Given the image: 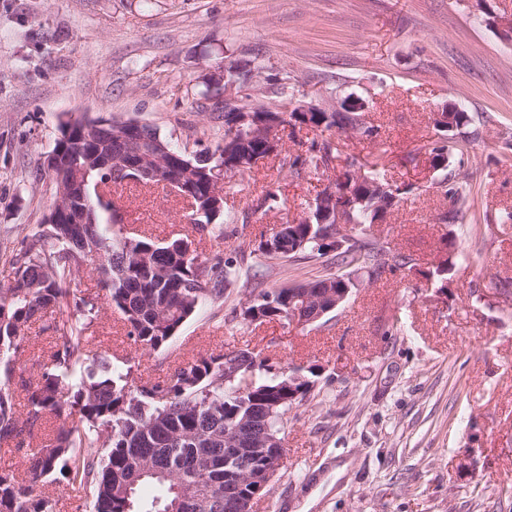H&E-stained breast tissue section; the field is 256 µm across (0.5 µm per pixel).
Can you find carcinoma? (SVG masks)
I'll return each instance as SVG.
<instances>
[{"label":"carcinoma","mask_w":512,"mask_h":512,"mask_svg":"<svg viewBox=\"0 0 512 512\" xmlns=\"http://www.w3.org/2000/svg\"><path fill=\"white\" fill-rule=\"evenodd\" d=\"M360 112H320L311 118L313 130H336L359 141H375L379 127L360 119ZM224 137L232 138L229 160L243 168L224 174L231 180L251 172L255 156L271 152L283 156L281 166L295 173L329 168L338 158L340 142L330 138L314 140L307 149L282 155L283 147L272 149L256 122L237 124L238 114L222 112ZM462 129L460 137L443 134L429 148V164L440 176L438 187L453 208L440 215L444 224H453L467 199V175L450 173L455 157L470 144L465 128L471 118L465 111L455 114ZM147 138L124 124L77 121L61 125V137L52 152L62 166L49 176L51 199L64 196L87 214L79 237L71 224L36 225L20 242L12 256L14 285L0 288V442L15 439L23 432L33 434L48 415L61 420L56 434L26 454L28 484L12 470L0 471V512H51L47 498L35 486L55 471L76 490L92 498L93 512H239L237 497L224 496V449L230 447L236 429H248L256 439H278L283 417L292 407L288 402V376L272 374L252 379L251 385L224 383V356L200 358L178 368L163 382L150 383L135 375L132 367L110 365L89 348L90 329L98 316V298L78 297L67 288L86 263L106 291L107 304L119 312L127 337L147 352L165 348L182 325L204 302L224 300L227 289H246L247 310L235 311L243 323L288 321L290 292L319 298L338 285H352V275L370 281L386 272L413 269L416 258L384 245L369 230L385 219L399 196L413 191L410 185L371 190L369 185H390L386 170L378 164L354 162L336 173L337 201L349 207L347 227L341 237L353 240L341 251L327 243L330 224L322 223L319 197L307 205L311 222L302 217L281 224L278 232L259 242L255 251L266 262L293 265L299 261L319 262L326 273L303 282L264 288L241 274L232 258L215 256L212 263L187 256L183 242L158 243L142 232L118 236L112 227L119 222L112 204L98 198V182L121 185L135 172L121 166L109 171L100 160L112 155L123 160L141 149L155 157H176L193 166L189 192L196 209H209L213 193L212 169L224 163V141L215 147L189 154L177 149L157 131L142 127ZM281 206L275 190L266 188L255 207L266 212ZM277 306L265 307L269 296ZM53 340L49 361L38 381L26 388L24 419L16 415L10 389V364L19 340L33 322ZM279 402L274 415L266 408ZM205 479L212 493L204 505L185 501L191 484ZM144 485L165 490L146 504L139 496Z\"/></svg>","instance_id":"obj_1"}]
</instances>
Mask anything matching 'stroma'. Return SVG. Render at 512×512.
Segmentation results:
<instances>
[{
  "label": "stroma",
  "mask_w": 512,
  "mask_h": 512,
  "mask_svg": "<svg viewBox=\"0 0 512 512\" xmlns=\"http://www.w3.org/2000/svg\"><path fill=\"white\" fill-rule=\"evenodd\" d=\"M512 19V0H0V288L13 283L12 249L42 223L51 203L40 163L69 119L135 120L190 152L224 129L204 98L225 60L263 61L264 77H289L297 99L315 104L355 94L371 106L376 141L348 140L337 167L385 165L414 185L377 238L413 254L415 270L360 277L348 301L321 322L243 325L231 289L203 304L172 338L145 353L119 314L102 307L91 346L143 380L235 348L281 372H310V394L284 417V466L254 512H512V40L490 24ZM461 105L476 133L460 169L469 202L456 224L433 185L427 147L433 112ZM335 172L293 174L266 159L225 188L236 221L199 234L189 203L162 186L113 187L120 229L170 241L189 238L201 259L240 257L273 225L303 216ZM282 201L254 210L262 187ZM447 286L427 279L441 256ZM402 328L387 335L392 316ZM39 324L26 330L12 364L17 409L52 350Z\"/></svg>",
  "instance_id": "35a3bbf8"
}]
</instances>
